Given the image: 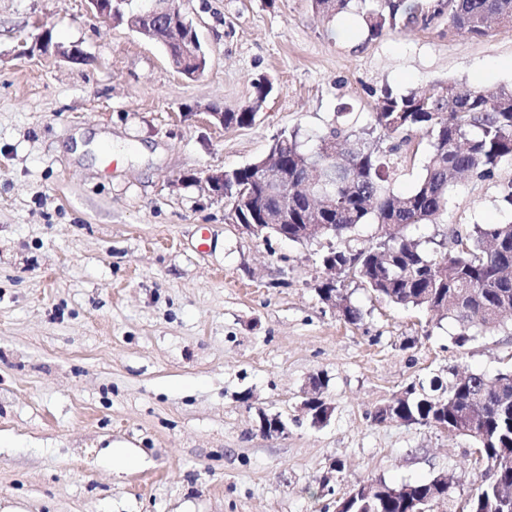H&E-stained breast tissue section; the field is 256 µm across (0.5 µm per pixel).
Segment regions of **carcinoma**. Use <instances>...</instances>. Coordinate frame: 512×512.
<instances>
[{
    "mask_svg": "<svg viewBox=\"0 0 512 512\" xmlns=\"http://www.w3.org/2000/svg\"><path fill=\"white\" fill-rule=\"evenodd\" d=\"M312 9L327 19L353 11L367 38L382 36L399 26H429L448 15V33L478 38L490 22L512 26V0H310ZM254 114L224 113V124L248 126ZM350 113H336V125L321 138L317 151L305 152L294 132L273 139L268 155L247 166L224 170V200L236 224H258L264 213H276L283 198L259 175L258 164L280 165L288 179V241L303 244L316 238L338 239L354 234L363 224L377 226L375 242L356 250L330 248L322 263L336 264V273L361 279L386 302L420 311H435L448 302L455 322V343L463 347L475 336L506 327L504 313L512 312V224H450L451 253L426 251L405 239L412 224L431 223L448 210V193L461 178L483 182L512 164V85L490 92L478 87L432 81L405 93L380 90L372 129L378 140L350 141ZM428 143L424 173L408 193L397 195L391 184L412 161L420 143ZM246 194L253 209L237 205ZM309 224H328L320 234ZM336 300L346 321L362 319L340 286ZM395 415L408 424L447 426L473 442L484 460L512 455V368L490 378L469 371L452 372L443 381L411 383L406 402ZM438 478L401 484L413 490L412 499L392 493L379 481L382 494L358 498L359 512H486L484 503L500 496V480L490 467L463 505L446 496L427 498Z\"/></svg>",
    "mask_w": 512,
    "mask_h": 512,
    "instance_id": "cac0c4a2",
    "label": "carcinoma"
}]
</instances>
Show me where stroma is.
Wrapping results in <instances>:
<instances>
[{
    "label": "stroma",
    "mask_w": 512,
    "mask_h": 512,
    "mask_svg": "<svg viewBox=\"0 0 512 512\" xmlns=\"http://www.w3.org/2000/svg\"><path fill=\"white\" fill-rule=\"evenodd\" d=\"M208 54L189 80L165 51L105 23L86 0H0V512H334L357 481L443 474L469 498L474 447L433 426L379 424L410 383L512 367V335L454 343L455 325L394 307L356 278L347 323L318 287L327 241L242 233L206 171L265 157L280 132L315 150L349 108L369 129L381 88L512 83V28L452 36L447 18L366 40L359 18L310 0H177ZM88 59H48L42 30ZM30 53L18 56L20 46ZM274 89L255 123L212 129L188 111L237 112ZM112 152L76 158L77 132ZM495 182L463 181L436 223L502 224ZM326 380L329 422L302 403ZM285 434L267 437L260 414ZM124 447L132 466L112 468Z\"/></svg>",
    "instance_id": "35a3bbf8"
}]
</instances>
